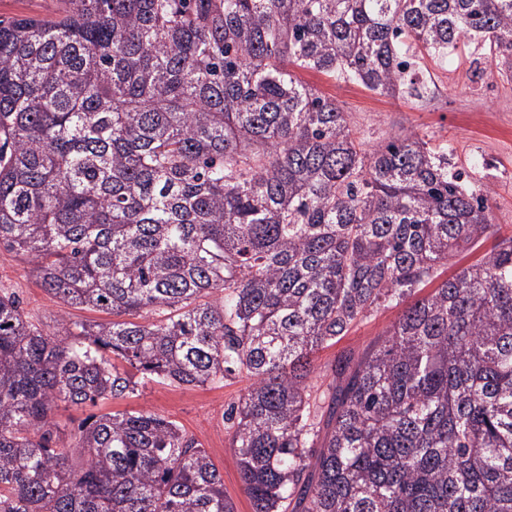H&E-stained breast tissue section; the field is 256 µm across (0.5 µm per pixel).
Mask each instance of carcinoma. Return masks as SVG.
Instances as JSON below:
<instances>
[{
    "label": "carcinoma",
    "instance_id": "carcinoma-1",
    "mask_svg": "<svg viewBox=\"0 0 512 512\" xmlns=\"http://www.w3.org/2000/svg\"><path fill=\"white\" fill-rule=\"evenodd\" d=\"M62 4L0 20V248L113 320L46 327L0 290V512H234L175 421L66 435L54 411L235 374L253 512H512V235L447 147L367 149L290 70L422 97L413 59L471 39L511 74L512 0ZM403 302L312 383L316 351ZM495 243V238L493 236L483 238L479 244L473 248L472 250L465 251L459 253L455 258H453L448 263V269L442 268L443 271L440 278L444 279L447 276L455 273L460 267L467 266L477 259H481L484 257L492 248Z\"/></svg>",
    "mask_w": 512,
    "mask_h": 512
}]
</instances>
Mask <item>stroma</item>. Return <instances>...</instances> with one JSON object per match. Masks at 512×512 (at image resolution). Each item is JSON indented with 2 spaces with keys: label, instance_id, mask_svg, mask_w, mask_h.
Here are the masks:
<instances>
[{
  "label": "stroma",
  "instance_id": "1",
  "mask_svg": "<svg viewBox=\"0 0 512 512\" xmlns=\"http://www.w3.org/2000/svg\"><path fill=\"white\" fill-rule=\"evenodd\" d=\"M417 70L437 89L430 101L406 94L382 95L358 82L333 79L313 70L299 69L295 75L336 99L367 146L400 132L417 133L432 146H447L450 170L462 172L468 186L488 190L493 223L501 234L512 233V78L500 76L486 51L469 40L449 50L447 59H419ZM0 287L14 293L26 315L45 325L110 319L103 312L64 306L42 288L28 264L4 249H0ZM398 315L395 308L375 312L339 343L319 350L314 367L323 368L343 350L362 354ZM248 385L241 375L202 387L148 382L139 385L134 395L106 402L105 407L115 412L146 410L176 421L210 455L224 478V493L234 512H252L224 421L225 410Z\"/></svg>",
  "mask_w": 512,
  "mask_h": 512
}]
</instances>
